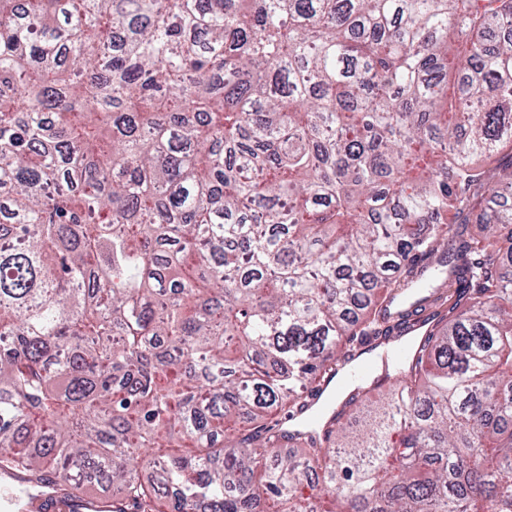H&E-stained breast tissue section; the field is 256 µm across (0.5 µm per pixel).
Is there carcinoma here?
<instances>
[{
	"mask_svg": "<svg viewBox=\"0 0 512 512\" xmlns=\"http://www.w3.org/2000/svg\"><path fill=\"white\" fill-rule=\"evenodd\" d=\"M504 150L512 0H0V471L112 512H512Z\"/></svg>",
	"mask_w": 512,
	"mask_h": 512,
	"instance_id": "1",
	"label": "carcinoma"
}]
</instances>
